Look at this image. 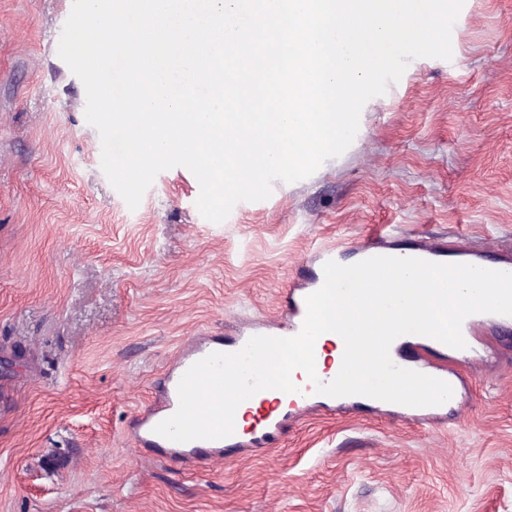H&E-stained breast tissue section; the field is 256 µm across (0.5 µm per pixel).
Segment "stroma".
<instances>
[{"instance_id": "obj_1", "label": "stroma", "mask_w": 512, "mask_h": 512, "mask_svg": "<svg viewBox=\"0 0 512 512\" xmlns=\"http://www.w3.org/2000/svg\"><path fill=\"white\" fill-rule=\"evenodd\" d=\"M73 0H0V512H512V340L422 427L305 419L278 448L182 470L128 429L180 343L272 314L317 246L376 231L512 246V0H464L451 59H412L352 145L228 218L185 167L129 208L58 55Z\"/></svg>"}]
</instances>
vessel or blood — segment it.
<instances>
[{
	"instance_id": "b4317fda",
	"label": "vessel or blood",
	"mask_w": 512,
	"mask_h": 512,
	"mask_svg": "<svg viewBox=\"0 0 512 512\" xmlns=\"http://www.w3.org/2000/svg\"><path fill=\"white\" fill-rule=\"evenodd\" d=\"M350 253L355 261L376 256L419 258L435 263H447L449 256L463 258L465 263L482 266L485 252H474L465 246L448 245L444 240L421 238L410 241L406 248L397 250L389 242L372 236L351 246ZM342 255L336 248L327 246L315 251L306 261L309 271L307 282L281 291L276 314L270 319L252 318L240 323L232 334L213 336L202 331L183 341L170 362L165 378L155 393L149 407L137 414L129 432L134 447L155 452L159 458L174 463L183 469H196L208 462L226 459L229 453L247 455L257 450L277 448L285 441L288 430L302 416L317 409L343 411L349 409H370L385 417L419 425H440L444 415L442 406L410 407L373 399L360 395L331 397L315 393L308 377H299L297 389L285 393L266 389L254 395L257 405L249 425L235 427L231 436L213 440L176 442L155 432V427L175 414L179 407L178 383L183 374L198 360L214 352H236L242 349L250 338L264 335L291 337L296 335L306 315V298L318 290L324 282L325 262L341 261ZM485 326L501 331L512 330V316L476 313L467 317L462 325L465 341H472L476 332ZM390 358L399 367L415 370L454 383L460 378L459 364L468 359L467 349H448L447 345L427 336L407 334L401 343L392 344Z\"/></svg>"
}]
</instances>
